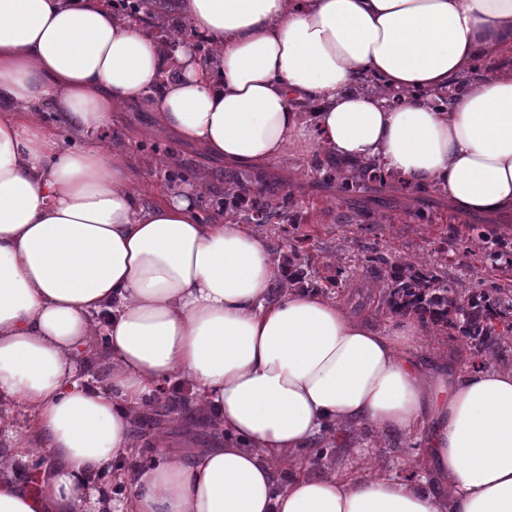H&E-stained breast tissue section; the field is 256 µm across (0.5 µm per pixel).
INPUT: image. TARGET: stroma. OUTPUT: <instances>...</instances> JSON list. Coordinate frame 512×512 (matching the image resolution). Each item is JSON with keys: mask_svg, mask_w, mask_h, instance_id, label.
Here are the masks:
<instances>
[{"mask_svg": "<svg viewBox=\"0 0 512 512\" xmlns=\"http://www.w3.org/2000/svg\"><path fill=\"white\" fill-rule=\"evenodd\" d=\"M109 148H122L134 163L139 189L146 198L175 193L167 180L169 169L187 173L197 189L194 203L222 194L227 182L249 189L251 195L287 201L288 220L283 224H257L253 230L264 238L276 257H292L306 271V281L323 295L335 299L351 314L384 324L389 315L382 297L387 288L386 263L409 261L435 271L466 287L508 280L491 253L495 239L512 242V212L460 214L442 191L373 182L363 192L341 194L335 183L316 178L314 168L321 153L294 157L262 167L233 164L206 153L163 131L148 101L113 113L112 129L104 135ZM332 284H325V277ZM148 404L131 425L138 446L112 467V483L122 489L119 504L127 503L126 470L148 462H162L169 452L191 455L224 443L223 433L210 423L174 411L160 416ZM166 436L168 447L155 443ZM342 447V457L318 456L321 448ZM297 464L274 465L277 485H285L294 466L312 475L336 472L358 478L391 473L416 480L425 462L423 442L396 435H382L364 422L344 426L341 432L318 436L297 453Z\"/></svg>", "mask_w": 512, "mask_h": 512, "instance_id": "stroma-1", "label": "stroma"}]
</instances>
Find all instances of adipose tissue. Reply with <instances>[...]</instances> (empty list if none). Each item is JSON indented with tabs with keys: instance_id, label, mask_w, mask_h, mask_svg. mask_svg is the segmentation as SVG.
<instances>
[{
	"instance_id": "1",
	"label": "adipose tissue",
	"mask_w": 512,
	"mask_h": 512,
	"mask_svg": "<svg viewBox=\"0 0 512 512\" xmlns=\"http://www.w3.org/2000/svg\"><path fill=\"white\" fill-rule=\"evenodd\" d=\"M191 42H156L106 0H0V512H112L95 477L131 422L183 389L223 447L126 474L128 512H512V368L420 360L426 324L378 328L300 284L257 235L146 201L101 140L149 95L160 125L261 167L319 151L381 160L460 213L512 210V71L434 110L425 91L512 50V0H178ZM403 101L387 104L388 91ZM49 103L81 141L64 148ZM108 370L80 362L93 337ZM32 422L14 432L9 406ZM425 436L446 495L390 474L294 476L274 462L327 426ZM42 457L36 483L21 480Z\"/></svg>"
}]
</instances>
